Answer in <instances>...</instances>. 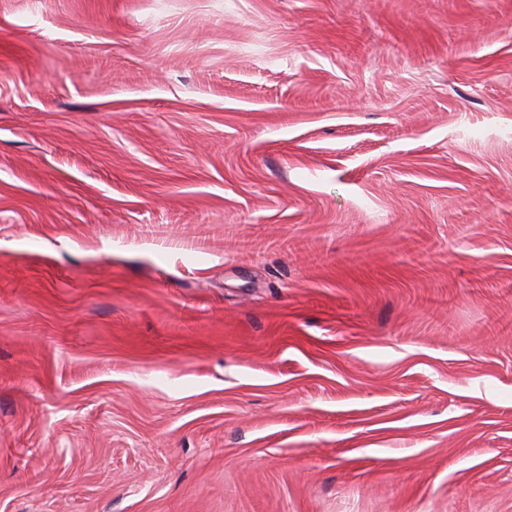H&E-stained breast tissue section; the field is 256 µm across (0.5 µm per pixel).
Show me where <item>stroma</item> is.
<instances>
[{
    "instance_id": "1",
    "label": "stroma",
    "mask_w": 512,
    "mask_h": 512,
    "mask_svg": "<svg viewBox=\"0 0 512 512\" xmlns=\"http://www.w3.org/2000/svg\"><path fill=\"white\" fill-rule=\"evenodd\" d=\"M0 512H512V0H0Z\"/></svg>"
}]
</instances>
